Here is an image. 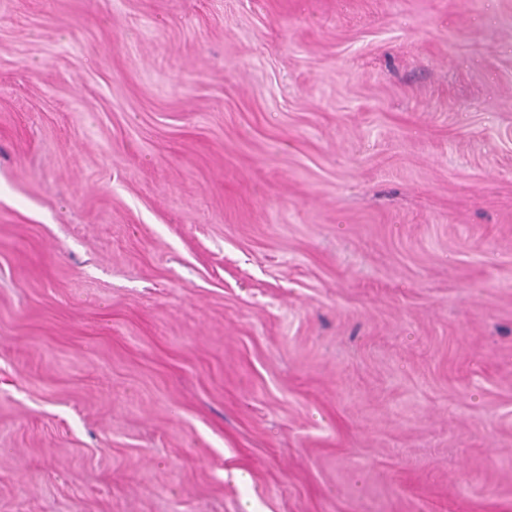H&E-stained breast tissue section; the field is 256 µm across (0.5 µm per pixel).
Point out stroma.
Instances as JSON below:
<instances>
[{"label": "stroma", "mask_w": 512, "mask_h": 512, "mask_svg": "<svg viewBox=\"0 0 512 512\" xmlns=\"http://www.w3.org/2000/svg\"><path fill=\"white\" fill-rule=\"evenodd\" d=\"M512 512V0H0V512Z\"/></svg>", "instance_id": "35a3bbf8"}]
</instances>
